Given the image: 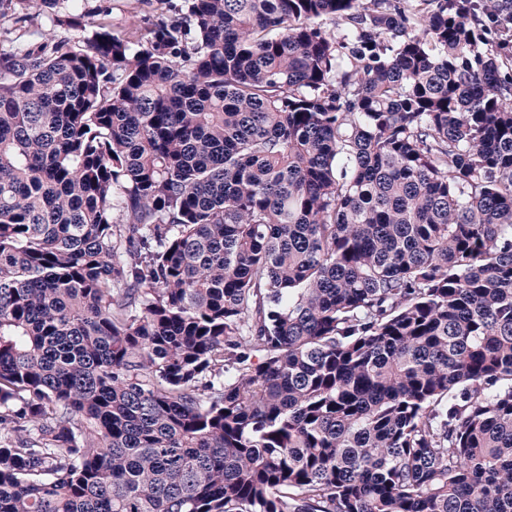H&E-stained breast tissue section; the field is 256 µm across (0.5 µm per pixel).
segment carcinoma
<instances>
[{
    "mask_svg": "<svg viewBox=\"0 0 512 512\" xmlns=\"http://www.w3.org/2000/svg\"><path fill=\"white\" fill-rule=\"evenodd\" d=\"M70 2L0 0V512H512V0ZM79 12L83 11L91 19H97L102 10L110 12L108 18L115 26L127 27L132 24L145 23L148 17L156 16L160 12L156 0H82Z\"/></svg>",
    "mask_w": 512,
    "mask_h": 512,
    "instance_id": "1",
    "label": "carcinoma"
}]
</instances>
